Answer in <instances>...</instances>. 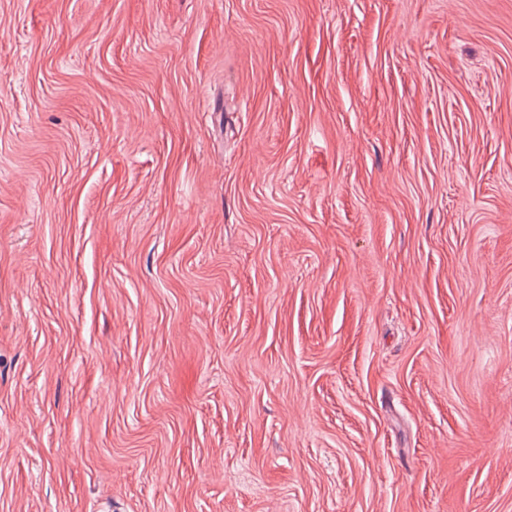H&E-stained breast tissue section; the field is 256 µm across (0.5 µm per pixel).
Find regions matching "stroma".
Listing matches in <instances>:
<instances>
[{
  "label": "stroma",
  "instance_id": "obj_1",
  "mask_svg": "<svg viewBox=\"0 0 512 512\" xmlns=\"http://www.w3.org/2000/svg\"><path fill=\"white\" fill-rule=\"evenodd\" d=\"M0 512H512V0H0Z\"/></svg>",
  "mask_w": 512,
  "mask_h": 512
}]
</instances>
